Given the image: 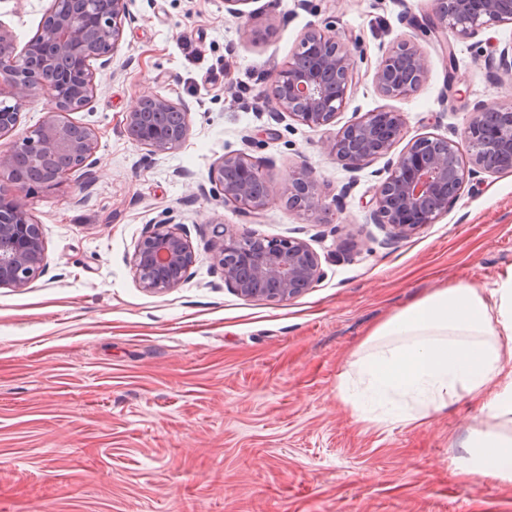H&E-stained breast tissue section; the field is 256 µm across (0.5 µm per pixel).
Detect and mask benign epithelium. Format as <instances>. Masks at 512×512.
Masks as SVG:
<instances>
[{
    "mask_svg": "<svg viewBox=\"0 0 512 512\" xmlns=\"http://www.w3.org/2000/svg\"><path fill=\"white\" fill-rule=\"evenodd\" d=\"M131 0H51L43 24L22 50L0 24V138L18 128L23 106L47 94L53 107L38 127L16 134L0 151V287L21 288L43 271L41 226L33 222L1 182L27 190L19 177L26 161L41 168L36 183L49 188L65 174L88 166L97 148L96 130L71 118L93 96L90 61L111 63L130 16ZM512 23V0H433L431 15L411 39L382 51L373 74L388 98L413 94L428 74L422 43L436 41L453 58L450 38L469 39L493 25ZM357 36L329 33L312 26L288 62L273 71L268 98L272 107L302 125L322 128L334 123L345 107L358 75ZM496 72L512 75V43L490 58ZM189 107L158 94L143 95L126 114L132 139L154 155L167 154L186 140ZM403 115L392 109L367 112L332 133L324 148L351 172L386 157L385 177L374 188L372 216L392 237L405 239L448 214L465 184L481 173L512 170V102L494 109L476 106L456 138L427 134L396 157ZM210 192L245 213L272 203L262 167L245 153L223 157L211 170ZM321 195L313 172L294 171L288 201L306 215L316 213ZM208 249L221 268L224 285L238 295L286 302L320 281L318 254L303 239H266L250 231L231 233L214 226ZM195 254L174 211L166 210L138 241L132 263L140 287L162 294L187 278Z\"/></svg>",
    "mask_w": 512,
    "mask_h": 512,
    "instance_id": "1",
    "label": "benign epithelium"
}]
</instances>
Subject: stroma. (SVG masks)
Instances as JSON below:
<instances>
[{"mask_svg":"<svg viewBox=\"0 0 512 512\" xmlns=\"http://www.w3.org/2000/svg\"><path fill=\"white\" fill-rule=\"evenodd\" d=\"M50 0H0V24L25 45ZM132 0L112 65L74 113L99 132L96 163L19 193L40 224L46 268L0 287V512H512V486L463 477L453 444L484 421L463 396L421 424L360 420L340 376L378 323L442 284L494 288L512 267V170L468 182L447 215L398 241L369 200L384 159L349 172L326 129L275 112L268 80L310 26L360 36L363 59L335 128L382 108L405 119L399 148L462 129L475 104L512 101L486 62L512 24L425 46L412 95L373 83L380 44L412 34L430 0ZM272 27L255 43L253 27ZM190 103V132L154 156L127 135L141 95ZM244 152L275 199L258 215L201 193L212 167ZM322 204L289 208L299 167ZM174 210L197 261L165 294L140 288L130 260L153 219ZM306 240L322 279L286 302L243 298L207 250L214 224Z\"/></svg>","mask_w":512,"mask_h":512,"instance_id":"stroma-1","label":"stroma"}]
</instances>
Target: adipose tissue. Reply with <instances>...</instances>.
Listing matches in <instances>:
<instances>
[{"label":"adipose tissue","mask_w":512,"mask_h":512,"mask_svg":"<svg viewBox=\"0 0 512 512\" xmlns=\"http://www.w3.org/2000/svg\"><path fill=\"white\" fill-rule=\"evenodd\" d=\"M342 379L362 420L420 423L462 396L487 418L512 423V268L495 288L460 280L434 288L376 325ZM461 472L512 483V430L469 428Z\"/></svg>","instance_id":"1"}]
</instances>
